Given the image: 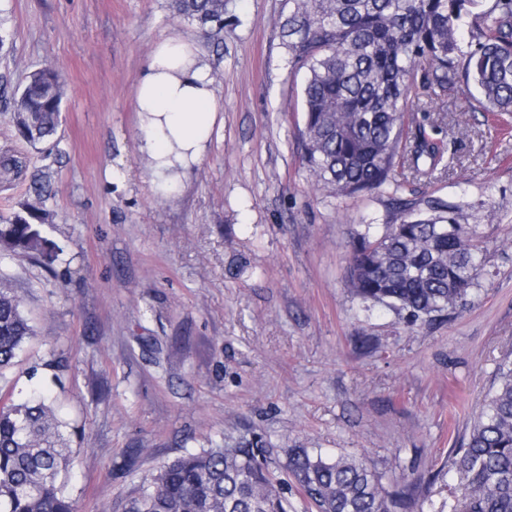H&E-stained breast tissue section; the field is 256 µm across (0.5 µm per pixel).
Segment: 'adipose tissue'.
Here are the masks:
<instances>
[{
  "label": "adipose tissue",
  "instance_id": "adipose-tissue-1",
  "mask_svg": "<svg viewBox=\"0 0 512 512\" xmlns=\"http://www.w3.org/2000/svg\"><path fill=\"white\" fill-rule=\"evenodd\" d=\"M139 150L156 187L173 192L206 156L219 122L213 81L197 40L160 39L138 78Z\"/></svg>",
  "mask_w": 512,
  "mask_h": 512
}]
</instances>
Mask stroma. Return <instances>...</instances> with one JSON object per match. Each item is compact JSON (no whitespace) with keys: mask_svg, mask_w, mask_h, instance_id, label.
<instances>
[{"mask_svg":"<svg viewBox=\"0 0 512 512\" xmlns=\"http://www.w3.org/2000/svg\"><path fill=\"white\" fill-rule=\"evenodd\" d=\"M220 37L171 0H0V154L27 159L0 183V216L50 177L53 269L0 261L34 334L0 382L47 389L77 457L78 512H125L169 459L260 437L366 455L386 489L433 477L449 501L462 447L497 369L512 359V113L485 112L459 80L422 112L446 170H404L403 195L460 205L483 262L466 303L407 327L344 285L363 221L390 219L391 190L329 197L301 167L304 75L276 24L284 0H226ZM200 35L221 124L180 189L155 190L138 150L135 86L169 31ZM65 78L56 142L32 150L9 108L27 73Z\"/></svg>","mask_w":512,"mask_h":512,"instance_id":"35a3bbf8","label":"stroma"}]
</instances>
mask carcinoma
Here are the masks:
<instances>
[{
  "instance_id": "cac0c4a2",
  "label": "carcinoma",
  "mask_w": 512,
  "mask_h": 512,
  "mask_svg": "<svg viewBox=\"0 0 512 512\" xmlns=\"http://www.w3.org/2000/svg\"><path fill=\"white\" fill-rule=\"evenodd\" d=\"M225 0H175L177 13L218 35ZM279 26L295 72L305 71L303 123L295 140L317 186L335 196L401 187L399 171L432 176L445 145L412 113L416 76L430 98L452 91L459 70L473 79L487 112H512V0H286ZM470 19L467 43L456 23ZM64 79L31 71L12 98L19 135L32 148L55 137ZM20 161L0 155V176ZM0 218V252L50 267L59 248L42 235L48 187ZM482 262L476 233L442 199L400 202L381 228L365 225L350 244L346 285L364 303L406 314L415 326L465 301ZM34 335L21 300L0 287V381ZM75 456L63 422L42 395L15 402L0 393V512H77L68 492ZM448 471L455 512H512V364L487 396ZM311 512H411L421 477L393 493L363 457H330L296 446L286 462L270 444L242 439L228 448L186 453L162 465L125 512H290L288 487Z\"/></svg>"
}]
</instances>
